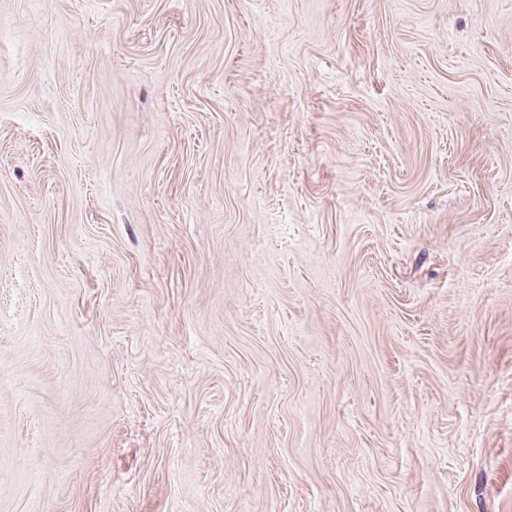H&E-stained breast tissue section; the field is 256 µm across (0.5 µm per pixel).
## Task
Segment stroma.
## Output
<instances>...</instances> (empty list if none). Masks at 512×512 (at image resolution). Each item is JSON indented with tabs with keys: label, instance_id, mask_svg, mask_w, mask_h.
Returning <instances> with one entry per match:
<instances>
[{
	"label": "stroma",
	"instance_id": "1",
	"mask_svg": "<svg viewBox=\"0 0 512 512\" xmlns=\"http://www.w3.org/2000/svg\"><path fill=\"white\" fill-rule=\"evenodd\" d=\"M0 512H512V0H0Z\"/></svg>",
	"mask_w": 512,
	"mask_h": 512
}]
</instances>
